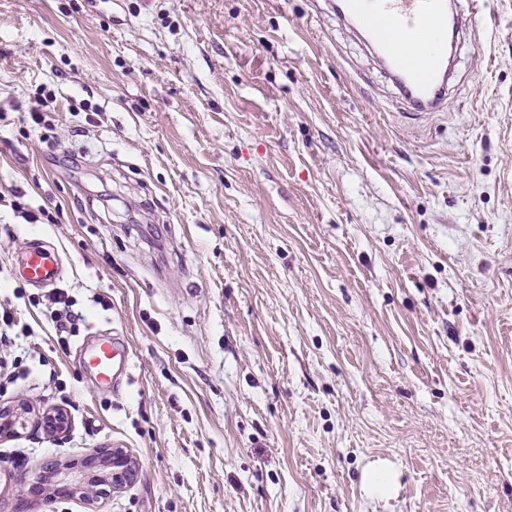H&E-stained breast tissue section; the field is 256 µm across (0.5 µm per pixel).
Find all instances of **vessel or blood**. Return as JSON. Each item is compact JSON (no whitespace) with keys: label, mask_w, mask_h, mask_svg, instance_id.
I'll use <instances>...</instances> for the list:
<instances>
[{"label":"vessel or blood","mask_w":512,"mask_h":512,"mask_svg":"<svg viewBox=\"0 0 512 512\" xmlns=\"http://www.w3.org/2000/svg\"><path fill=\"white\" fill-rule=\"evenodd\" d=\"M484 0H472L468 15L453 12L448 0H338L337 14L347 23L375 38L378 54L388 78L407 107L417 114H434L448 102L452 62L448 33L472 26L482 16ZM388 26L390 38L379 29ZM421 46L411 56L412 46ZM19 279L33 288H47L59 282L64 268L58 252L51 247L31 245L14 262ZM81 363L95 372L102 385H109L131 362L119 342H100L85 349Z\"/></svg>","instance_id":"1"}]
</instances>
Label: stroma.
<instances>
[{
    "instance_id": "1",
    "label": "stroma",
    "mask_w": 512,
    "mask_h": 512,
    "mask_svg": "<svg viewBox=\"0 0 512 512\" xmlns=\"http://www.w3.org/2000/svg\"><path fill=\"white\" fill-rule=\"evenodd\" d=\"M335 5L0 0V512L116 447L133 482L36 512H512V0L425 117ZM32 243L77 335L13 274ZM100 336L132 356L107 387ZM53 310L51 316L59 325L67 328V323L70 325V332L74 329L76 321L80 320L81 315L74 313L70 308L74 306L67 292L64 290H57L51 299ZM364 484L371 496L386 498L392 493L395 485L393 472L385 465L372 467L364 475Z\"/></svg>"
}]
</instances>
